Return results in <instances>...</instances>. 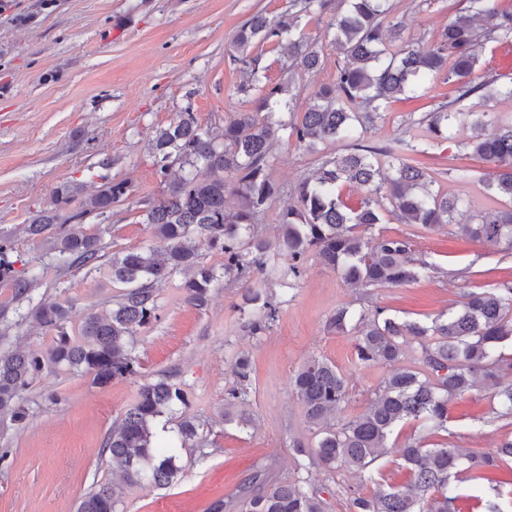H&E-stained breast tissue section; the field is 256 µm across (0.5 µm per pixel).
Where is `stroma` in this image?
<instances>
[{
	"instance_id": "1",
	"label": "stroma",
	"mask_w": 512,
	"mask_h": 512,
	"mask_svg": "<svg viewBox=\"0 0 512 512\" xmlns=\"http://www.w3.org/2000/svg\"><path fill=\"white\" fill-rule=\"evenodd\" d=\"M391 21L403 28L414 46L429 47L448 22V0H393ZM294 0H6L0 8V234L13 244L17 270L36 263L46 246L23 231L36 210L48 207L63 184L97 190L103 177L127 181L128 198L111 211L88 217L76 229L96 233L105 256L96 264L59 274L44 273L36 299L62 301L70 307L68 331L86 313H108L120 290L108 277L109 255L152 245L144 212L167 191L158 177L149 138L192 107L201 127L223 126L234 113L250 109L240 93L247 73L233 60L230 40L256 11L275 18L293 11ZM334 10L301 15L299 30L314 43L322 65L316 72L289 73L282 49L271 42L255 44L274 85L294 77L299 91L291 112H302L310 95L336 81L338 52L330 30ZM452 87L437 77L417 101L390 103L368 142L419 136L425 108L451 96ZM457 119L447 138L430 141L424 160L436 191L468 200L472 211L499 208L483 179L487 164L472 161L471 179H454L474 112L495 113L512 121V104L486 103L474 95L454 106ZM351 143L340 140L310 152L281 140L271 160L273 178L283 193L261 219V235L277 242L281 215L292 205V189L318 167L321 156L343 154ZM457 223L426 232L419 226L385 216L365 230L370 242L384 235L410 238L416 258L430 264L427 277L403 287H348L341 276L308 255L295 287L276 286L279 311L271 327L258 336L245 327L238 283L222 281L205 306L189 303L184 274L154 288L156 319L134 338L140 360L137 375L105 386L92 375L62 368L44 371L24 393L28 417L17 423L0 416V512H75L80 497L96 483H114L115 469L102 452L107 433L132 406L142 385L165 377L185 392V403L160 417L164 437L175 439L177 425L190 417L203 427L204 445L185 448L181 479L168 487L117 486L123 512H208L215 501L224 512H241L242 501L266 485L295 478L300 456L293 439L313 444L292 385L306 361L332 362L343 374L348 396L336 415L343 423L361 414L390 371L386 365L360 363L351 335L331 330L336 308L375 304L402 318L428 321L447 312L464 291L512 279V252L488 247L464 234ZM249 357L252 367L250 411L245 429L224 424L219 416L224 396L234 383L233 363ZM449 442L474 453L491 452L512 439V415L497 416L492 392L479 387L449 404ZM436 443L422 423L400 424L379 458L376 479L403 484L408 473L398 449L409 438ZM308 479L325 512H350L349 490L361 481L352 471L310 466ZM462 492L458 512H483L482 500L497 498L502 512H512V466L492 470L478 499H471L468 472L454 479Z\"/></svg>"
}]
</instances>
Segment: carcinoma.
I'll return each instance as SVG.
<instances>
[{"mask_svg":"<svg viewBox=\"0 0 512 512\" xmlns=\"http://www.w3.org/2000/svg\"><path fill=\"white\" fill-rule=\"evenodd\" d=\"M466 3L435 42L417 49L401 37L399 24L385 23L394 9L392 0H340L334 38L341 54L336 84L319 87L302 115L287 123L275 119V107L290 105L294 77L290 74L287 81L272 87L263 85L268 66L262 55L251 53V47L275 42L288 54L291 65L315 72L319 53L314 44L295 34L297 22L299 14L322 13L331 3L300 0L298 14L278 19L252 15L236 30L230 49L233 60L251 78L249 88L258 92L254 109L237 112L224 126L211 129L198 124L188 105L168 127L153 132L150 144L156 171L168 183V191L146 210L145 223L159 246L112 254V284L124 286V291L107 315L88 313L78 337H71L67 330L65 305L33 302L41 273L17 275L12 242L0 237V283L13 288L14 312L56 331L54 343L45 350H0V414L24 422L27 411L21 395L46 369L66 367L90 373L101 386L137 374L140 363L131 339L156 318L154 285L184 272L188 274L183 283L187 300L200 307L208 301L216 276L200 262L203 246L224 253V276L245 288V306L257 311L248 321L250 332L258 335L268 329L277 308L252 279L276 273V268L268 267L271 247L261 237L258 221L282 193L271 174L270 158L283 131L307 150L339 138L353 139L355 144L347 154L322 158L318 168L293 188L296 201L281 215L276 247L288 257L282 276L298 280L310 251L355 289L402 287L424 276L428 264L415 258L408 238L382 236L371 246L359 229L380 224L384 214L392 213L404 224L431 231L454 223L469 202L433 192V180L423 162L401 156L403 152L428 154L416 139L398 138L382 146L363 145L359 140L382 119L392 99L416 94L443 72L453 86V97L432 105L421 119L431 139L448 134L456 102L476 94L485 99L502 92L512 96V87L502 91L496 87V78L479 74L478 52L483 44L512 38V11L501 9L498 0ZM471 116L465 156L490 164L487 190L512 203V123L495 125L488 112ZM347 184L367 189L369 197L357 206L348 204L343 199ZM83 192L78 184L61 186L50 207L34 213L25 227L29 238L48 244L45 256L59 272L91 266L102 257L100 236L73 233L59 223L60 212ZM128 194L127 182L110 180L85 197L67 220L103 215ZM229 194L237 200L232 211L226 207ZM463 230L479 242L512 250V206L481 212ZM329 325L356 336L357 358L365 364L395 363L409 343L422 348L424 369L391 371L367 409L342 424L332 423L348 394L336 366L311 359L294 376V392L318 437L313 446L295 443V454L312 465L345 467L374 485L368 493L351 490V512H456L457 495L449 484L453 471L462 467L479 483L487 479L489 470L512 461V439L489 453L477 454L446 443L429 448L411 438L399 449L409 472L407 483L384 484L368 474L400 423L418 420L436 431H448L449 402L479 383L493 386L498 405L512 414V383L501 382V376L512 371V358L498 352L502 343L512 341V280L463 293L454 308L429 323L404 320L376 306L357 312L340 307ZM234 373L236 383L224 398L222 416L224 423L246 428L252 422L247 410L251 386L247 358L236 360ZM184 401L183 389L167 378L145 384L136 403L107 434L103 452L127 486L177 483L182 473L180 449L199 445V425L182 421L176 447L155 442L152 423L174 403ZM119 504L113 486L103 483L81 498L76 512H120ZM243 512H323V506L308 479L298 476L245 499Z\"/></svg>","mask_w":512,"mask_h":512,"instance_id":"obj_1","label":"carcinoma"}]
</instances>
